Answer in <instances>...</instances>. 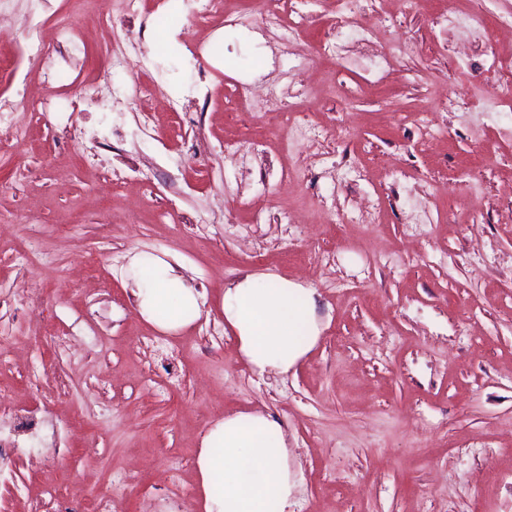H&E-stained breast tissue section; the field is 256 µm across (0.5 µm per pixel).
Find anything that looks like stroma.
<instances>
[{
	"label": "stroma",
	"instance_id": "obj_1",
	"mask_svg": "<svg viewBox=\"0 0 512 512\" xmlns=\"http://www.w3.org/2000/svg\"><path fill=\"white\" fill-rule=\"evenodd\" d=\"M66 7L6 0L0 47L17 45L32 15ZM468 7L430 0L398 13L383 0L390 19L377 36L401 48L387 70L371 47L335 32L327 0H306L314 26L286 57L275 33L196 29L183 0H168L148 21L87 28L58 61L90 82L109 69L113 48L131 57L149 49L175 113L133 101L140 74L125 67L111 69L93 109L38 122L22 95L66 98L69 86H47L21 57L0 65V98L17 102L14 121L28 130L18 144L0 131V281L14 285L0 296V326L15 338L0 353V385L15 408L82 416L61 438L27 439L0 467V512H29L55 463L74 497L114 486V512H202L201 440L243 410L272 415L287 434L291 512H512V99L480 94L487 35L462 23ZM142 25L143 46L128 39ZM330 30L335 57L290 82ZM270 84L323 129L320 143L276 142L244 163L225 156L221 144L251 126L225 102ZM446 96L462 108L441 109ZM147 111L150 135L141 131ZM422 113L449 137L423 140ZM200 133L211 145L204 160L185 151ZM90 137L112 148L94 171L75 155L76 140ZM476 155L484 166L472 182L464 174ZM117 169L147 174L146 188L119 187ZM218 195L232 223L193 228L190 218ZM167 208L185 222L160 223ZM284 211L290 223H279ZM24 212L36 222H19ZM140 251L169 252L204 294L188 329L165 333L139 316L128 269ZM91 255L105 260L97 281L82 272ZM249 272L316 292L318 343L288 373L255 375L224 321L225 288ZM31 288L46 296L33 314L22 310ZM76 323V351L33 342Z\"/></svg>",
	"mask_w": 512,
	"mask_h": 512
}]
</instances>
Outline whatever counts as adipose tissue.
I'll return each mask as SVG.
<instances>
[{
  "label": "adipose tissue",
  "mask_w": 512,
  "mask_h": 512,
  "mask_svg": "<svg viewBox=\"0 0 512 512\" xmlns=\"http://www.w3.org/2000/svg\"><path fill=\"white\" fill-rule=\"evenodd\" d=\"M128 278L140 316L177 333L201 316L202 295L166 256L135 254ZM224 320L252 372L285 374L316 346L320 329L312 289L287 278L248 274L224 290ZM282 426L271 415L239 412L216 422L203 438L197 479L204 512H288L294 482Z\"/></svg>",
  "instance_id": "adipose-tissue-1"
}]
</instances>
